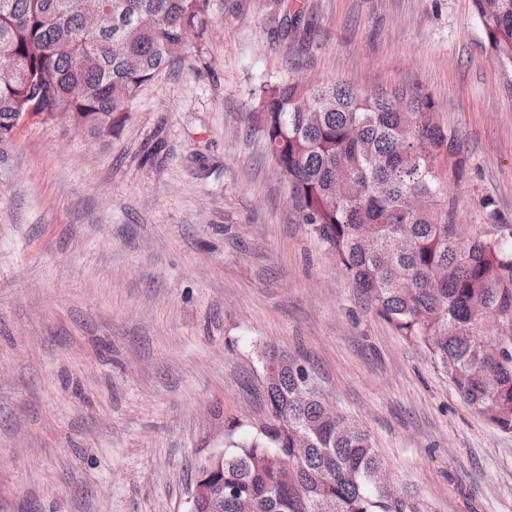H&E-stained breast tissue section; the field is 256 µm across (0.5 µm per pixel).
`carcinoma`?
<instances>
[{"mask_svg": "<svg viewBox=\"0 0 512 512\" xmlns=\"http://www.w3.org/2000/svg\"><path fill=\"white\" fill-rule=\"evenodd\" d=\"M211 0H0V146L22 116L72 115L94 140L112 135L129 104L168 64L205 37ZM488 49L512 73V0H472ZM274 21L297 32L301 12L276 0ZM256 123L287 178L302 223L378 314L423 348L461 397L512 434V245L465 238L448 215L443 167L455 139L431 98L407 87H309L284 79L262 88ZM420 199L418 210L404 200ZM264 380L270 421L228 440L224 464L197 512H432L386 480L371 437L338 410L312 368L275 349ZM296 454L283 475L277 457Z\"/></svg>", "mask_w": 512, "mask_h": 512, "instance_id": "carcinoma-1", "label": "carcinoma"}]
</instances>
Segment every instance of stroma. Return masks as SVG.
Returning <instances> with one entry per match:
<instances>
[{
    "instance_id": "obj_1",
    "label": "stroma",
    "mask_w": 512,
    "mask_h": 512,
    "mask_svg": "<svg viewBox=\"0 0 512 512\" xmlns=\"http://www.w3.org/2000/svg\"><path fill=\"white\" fill-rule=\"evenodd\" d=\"M234 2L112 137L36 117L0 151V512H189L198 459L269 420V346L433 512H512V434L299 223L252 126L286 78L417 87L463 163L453 223L511 244L512 76L471 0H296V37Z\"/></svg>"
}]
</instances>
